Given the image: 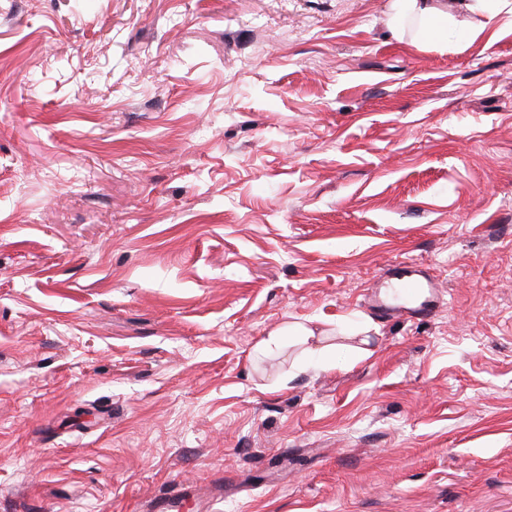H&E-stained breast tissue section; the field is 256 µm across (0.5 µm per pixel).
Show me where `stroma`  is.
I'll use <instances>...</instances> for the list:
<instances>
[{
    "label": "stroma",
    "instance_id": "1",
    "mask_svg": "<svg viewBox=\"0 0 512 512\" xmlns=\"http://www.w3.org/2000/svg\"><path fill=\"white\" fill-rule=\"evenodd\" d=\"M448 11L0 0V512H512V0ZM393 19L392 31L396 36H402L405 23L413 21L416 24L415 35L421 39H439L448 31L450 16L448 4L444 0H390ZM389 276L386 285L374 289V302L378 308L393 316L412 317L431 315L439 307V285L427 279L421 270L405 267ZM390 290H398L401 297H394ZM293 333V336H297L298 342L308 346L314 341H320V334H317L316 329L310 325L303 323H292L285 327H280L272 330L268 336L261 342L259 351L262 354H273L276 353L282 346L283 336Z\"/></svg>",
    "mask_w": 512,
    "mask_h": 512
}]
</instances>
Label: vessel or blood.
<instances>
[{
  "instance_id": "obj_1",
  "label": "vessel or blood",
  "mask_w": 512,
  "mask_h": 512,
  "mask_svg": "<svg viewBox=\"0 0 512 512\" xmlns=\"http://www.w3.org/2000/svg\"><path fill=\"white\" fill-rule=\"evenodd\" d=\"M441 292L421 270L405 267L392 272L386 285L374 291L378 308L393 316H428L440 304Z\"/></svg>"
}]
</instances>
